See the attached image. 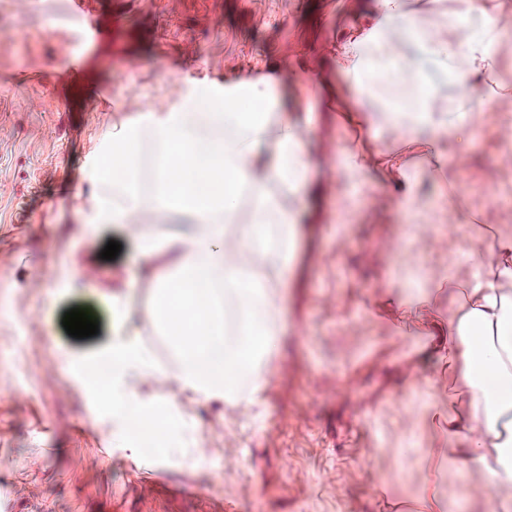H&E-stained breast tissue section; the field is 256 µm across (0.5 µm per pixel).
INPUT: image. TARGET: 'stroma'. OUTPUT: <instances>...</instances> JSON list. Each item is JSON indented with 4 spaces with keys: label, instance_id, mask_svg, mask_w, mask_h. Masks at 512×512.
<instances>
[{
    "label": "stroma",
    "instance_id": "obj_1",
    "mask_svg": "<svg viewBox=\"0 0 512 512\" xmlns=\"http://www.w3.org/2000/svg\"><path fill=\"white\" fill-rule=\"evenodd\" d=\"M374 0H88L102 23L113 12L129 25L81 53L80 94L48 84L64 63L69 0H0V507L9 512H218L227 485L237 512H409L425 472L418 454L444 448L447 435L424 418L452 381L423 360L419 338L403 334L388 302L407 287L430 288L434 308L455 307L450 278L471 280L491 237L512 238V168L500 157L512 142L500 131L512 118V11L493 14L509 34L494 51L499 70L491 97L474 99L487 115L452 151L457 167L436 169L415 144L344 120L349 84L336 64L345 34L378 21ZM137 59L128 72L124 58ZM327 88L299 85L297 69ZM36 73L40 82L25 83ZM275 74L288 90L314 165L307 217L291 263L284 335L264 391L253 404L205 403L191 391L144 383L177 406L192 459L170 464L163 449L132 452L126 431L82 377L122 329L111 295L135 288L138 323L150 287L134 266L135 240L108 225L94 238L76 234L79 212L96 191V155L140 127L155 107L187 110L213 89ZM111 90L96 109L86 98ZM371 159L362 178L338 176L328 148ZM463 197L450 193L455 182ZM355 207L345 210V198ZM431 204L439 227L417 238V274L404 279L382 244L408 237L406 199ZM493 212L483 223L485 212ZM121 250L101 259L108 241ZM95 275L85 293L56 284L70 254ZM456 266H449V255ZM80 308L99 322L76 339L62 325ZM304 336H297V327ZM161 466L168 485L154 488L145 469ZM200 488L188 495L189 486ZM447 512H482L492 488L475 469L446 475Z\"/></svg>",
    "mask_w": 512,
    "mask_h": 512
}]
</instances>
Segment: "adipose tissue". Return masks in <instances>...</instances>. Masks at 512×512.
<instances>
[{"label": "adipose tissue", "instance_id": "1", "mask_svg": "<svg viewBox=\"0 0 512 512\" xmlns=\"http://www.w3.org/2000/svg\"><path fill=\"white\" fill-rule=\"evenodd\" d=\"M377 25L336 47V61L353 86L371 83L374 74L401 84L405 93L424 91L412 79V64L400 49L401 37L415 39L424 53L451 54L458 96L484 92L498 67L493 47L502 31L480 25L476 34L447 48L440 35H428L406 0H377ZM288 91L272 80L245 84L242 96L217 104L198 97L191 111L148 116L147 131L164 149L153 196L138 186L133 138L113 140L111 152L95 167L97 190L82 211L79 235L100 227L147 223L136 233L143 271L156 286L147 319L167 324L176 309H186L191 324L173 334L172 370L160 371L152 351L131 335L115 337L103 352L109 383L100 392L115 421L144 420L173 413L138 399L146 376L205 398L252 403L268 383L270 366L283 331L290 264L296 252L302 206L311 163L302 138L288 125ZM484 113L418 107L399 115L390 128L413 139L427 157L439 159L440 141H456L483 124ZM202 172L210 189L197 193L187 179ZM249 193L250 212L241 195ZM183 226L164 235L165 224ZM173 253V268L156 277L155 259ZM233 301L236 330L225 325V303ZM436 358L447 364L455 387L448 396V445L429 448L420 462L425 484L412 512H446L438 471L442 462L483 472L494 493L484 512H512V238L493 241L485 260L448 315V336Z\"/></svg>", "mask_w": 512, "mask_h": 512}]
</instances>
